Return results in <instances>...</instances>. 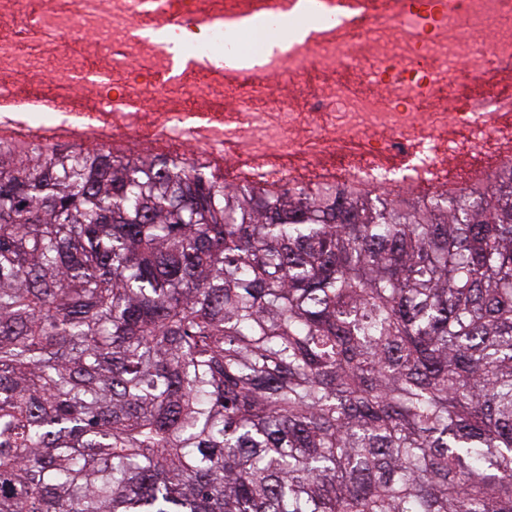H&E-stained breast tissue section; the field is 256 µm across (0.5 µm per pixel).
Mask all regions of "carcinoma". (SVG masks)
I'll return each instance as SVG.
<instances>
[{
  "instance_id": "carcinoma-1",
  "label": "carcinoma",
  "mask_w": 512,
  "mask_h": 512,
  "mask_svg": "<svg viewBox=\"0 0 512 512\" xmlns=\"http://www.w3.org/2000/svg\"><path fill=\"white\" fill-rule=\"evenodd\" d=\"M0 512H512V170L416 207L0 145Z\"/></svg>"
}]
</instances>
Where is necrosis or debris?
<instances>
[{
	"label": "necrosis or debris",
	"mask_w": 512,
	"mask_h": 512,
	"mask_svg": "<svg viewBox=\"0 0 512 512\" xmlns=\"http://www.w3.org/2000/svg\"><path fill=\"white\" fill-rule=\"evenodd\" d=\"M299 0H0V138L188 148L230 187L421 196L512 163V0H312L322 30L211 68ZM191 39L176 68L166 43ZM502 74L490 85L488 73Z\"/></svg>",
	"instance_id": "necrosis-or-debris-1"
}]
</instances>
